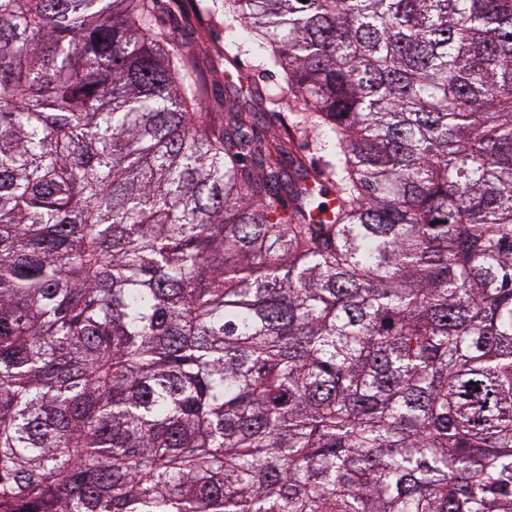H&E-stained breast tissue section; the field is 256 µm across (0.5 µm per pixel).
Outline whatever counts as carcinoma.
I'll return each instance as SVG.
<instances>
[{"mask_svg": "<svg viewBox=\"0 0 512 512\" xmlns=\"http://www.w3.org/2000/svg\"><path fill=\"white\" fill-rule=\"evenodd\" d=\"M158 12L0 0V512H512V0ZM201 3L205 2L162 0L161 15L165 22L163 30L175 47L193 40L206 43V50L197 56L196 67L199 76L207 85L208 96L205 103L208 109L212 112L220 111L224 95L235 94L241 107L256 112L255 130L259 134L276 119L273 112H284L288 114V121H292L293 115L285 106L268 104L266 107H256L253 104L247 89L275 86L281 81L280 72L262 64L247 32L240 35L245 43L234 51L235 57L227 59L224 56V45L228 36L225 28L231 24L238 32L240 23L227 17L225 22L224 12L223 15L202 13L199 10ZM296 138L294 151L299 156L305 157L308 164L325 167L334 161L329 143L324 137L310 132L305 135L296 134Z\"/></svg>", "mask_w": 512, "mask_h": 512, "instance_id": "cac0c4a2", "label": "carcinoma"}]
</instances>
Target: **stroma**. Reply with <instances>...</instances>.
<instances>
[{
    "label": "stroma",
    "instance_id": "obj_1",
    "mask_svg": "<svg viewBox=\"0 0 512 512\" xmlns=\"http://www.w3.org/2000/svg\"><path fill=\"white\" fill-rule=\"evenodd\" d=\"M201 0H161L163 30L173 45L198 40L206 45L199 53L197 72L207 85L208 109L219 111L224 96L236 95L241 107L255 109V130L264 132L274 122L273 106H254L250 89L275 86L281 80L278 70L266 67L251 43H243L235 57L224 55L228 33L224 15L200 11Z\"/></svg>",
    "mask_w": 512,
    "mask_h": 512
}]
</instances>
